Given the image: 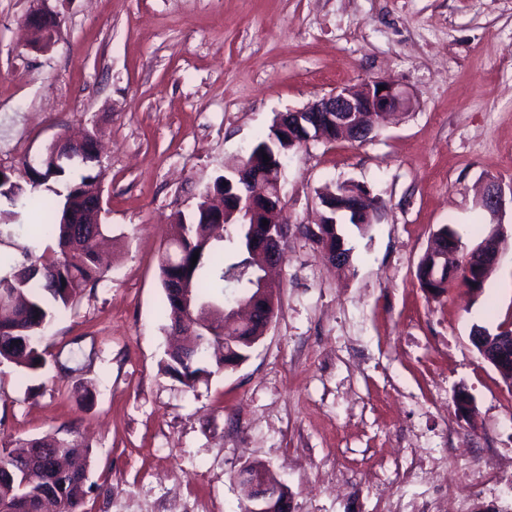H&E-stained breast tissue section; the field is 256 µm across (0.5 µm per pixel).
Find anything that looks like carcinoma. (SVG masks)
<instances>
[{
    "instance_id": "obj_1",
    "label": "carcinoma",
    "mask_w": 512,
    "mask_h": 512,
    "mask_svg": "<svg viewBox=\"0 0 512 512\" xmlns=\"http://www.w3.org/2000/svg\"><path fill=\"white\" fill-rule=\"evenodd\" d=\"M277 124L278 120H273L269 132L259 137L249 152L225 162L224 173L206 191H236V165L241 162L279 181L284 160L300 144L293 143L288 131L278 129ZM96 166L93 159L81 164L78 178L68 182L64 194L52 183L66 176L71 167L56 164L50 147L40 157L39 173L29 174L23 181L15 179L9 170L0 174V198L12 206L9 211H0V244H11L19 254V259L0 267V297L8 302L0 309V364H13L30 372L42 369L46 358L40 342L55 316L72 307L87 287L106 277L97 253V238L106 225L94 224L95 232L84 235L74 232L75 225L66 223L68 215L83 208L87 195L100 193L102 171ZM204 206L201 201L191 216H178L172 244L159 262L166 328L181 325L191 333L187 344L166 352L164 370L189 389L208 378L212 369L246 360L265 327L260 321L224 327L214 322L200 323L169 288L173 278L187 281L195 306L216 301L233 303L257 293L259 260L252 242L253 219L239 212L222 224H207ZM336 220L335 224L318 225L317 244L324 250L341 249L347 254L337 225L347 221L362 233L370 225L355 224L353 215L347 212L337 214ZM435 236L437 247L424 255L416 269L420 286L434 296L445 293L458 278L472 289L479 287L471 273L472 256L458 257L456 230L445 224ZM195 255L198 259L194 263ZM66 448L65 479L57 484L28 452L16 453L1 446L0 506L8 508L20 502L27 504V512H43L45 499L51 498L58 512H82L89 455L69 442Z\"/></svg>"
}]
</instances>
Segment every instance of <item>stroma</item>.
Here are the masks:
<instances>
[{"mask_svg":"<svg viewBox=\"0 0 512 512\" xmlns=\"http://www.w3.org/2000/svg\"><path fill=\"white\" fill-rule=\"evenodd\" d=\"M31 4L0 0V166L24 177L60 134L97 129L110 269L55 318L42 370L0 364V442L87 446L83 512H242L255 463L291 512H512V390L471 341L512 326V210L482 291L434 297L415 276L441 225L465 253L490 235L479 194L512 186V0H50L45 52L27 45ZM372 80L407 86L412 109L290 153L273 322L186 389L164 372L160 313L177 214L276 114ZM340 182L382 208L368 233L343 226L335 268L301 227Z\"/></svg>","mask_w":512,"mask_h":512,"instance_id":"stroma-1","label":"stroma"}]
</instances>
